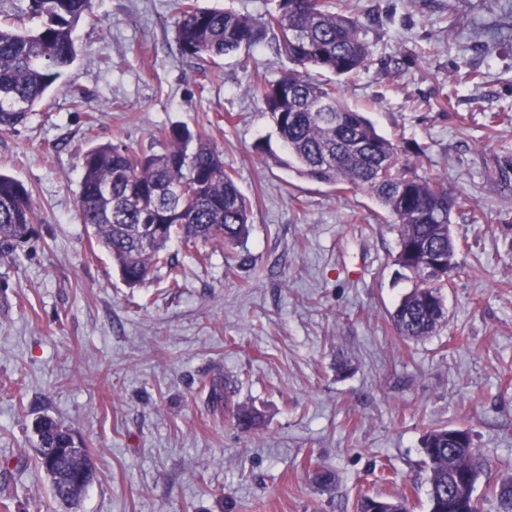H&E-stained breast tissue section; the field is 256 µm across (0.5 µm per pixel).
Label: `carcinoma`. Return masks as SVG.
I'll list each match as a JSON object with an SVG mask.
<instances>
[{
	"label": "carcinoma",
	"mask_w": 512,
	"mask_h": 512,
	"mask_svg": "<svg viewBox=\"0 0 512 512\" xmlns=\"http://www.w3.org/2000/svg\"><path fill=\"white\" fill-rule=\"evenodd\" d=\"M91 0H30L39 19L34 30L0 24V126L13 128L35 111L78 57L73 30L91 13ZM181 56L232 55L268 43L290 67L257 85L261 104L297 165L298 172L337 189L361 190L392 217L398 233L395 264L411 275L413 289L390 314L404 341L435 335L446 315L444 290L456 271L458 244L450 232L455 201L448 182L418 173L404 160L399 141L342 101L334 78L369 70L374 52L365 24L340 0H278L259 18L205 9L192 0L179 7L175 22ZM165 150L136 153L110 142L84 152L77 200L80 223L112 256L123 280L144 282L165 269L173 285L182 275L168 252L173 239L197 248L234 247L248 233L249 207L222 155L208 135L186 126L153 133ZM32 190L0 174V256L32 233ZM213 409H226L231 395L214 378L207 385ZM38 447L67 448L71 429L44 417L35 423ZM456 430L433 427L422 450L429 471V512H460L448 484L479 475L485 460L472 438L459 442ZM55 498L75 505L86 484L70 469L91 467L88 450L39 455ZM496 512H512V478L493 489Z\"/></svg>",
	"instance_id": "obj_1"
}]
</instances>
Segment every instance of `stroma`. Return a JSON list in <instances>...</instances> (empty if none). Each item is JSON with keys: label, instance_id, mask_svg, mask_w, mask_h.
<instances>
[{"label": "stroma", "instance_id": "35a3bbf8", "mask_svg": "<svg viewBox=\"0 0 512 512\" xmlns=\"http://www.w3.org/2000/svg\"><path fill=\"white\" fill-rule=\"evenodd\" d=\"M505 2L344 0L374 50L369 71L341 81L345 102L457 199L447 323L404 341L390 314L413 283L389 217L365 192L300 175L262 109L254 80L278 77L285 57L258 46L185 59L179 0H93L60 87L0 130V172L35 206L33 238L0 257V512H67L36 461L43 415L89 451L76 512H355L362 495L401 493L427 512L434 426L470 430L487 460L475 495L496 512L489 488L512 476ZM468 68L480 84L460 82ZM175 124L222 152L251 204L249 234L230 250L172 241L179 287L162 271L131 286L78 220L82 156L106 142L161 152L152 133ZM215 375L260 412L256 430L210 409ZM324 470L327 487L313 479Z\"/></svg>", "mask_w": 512, "mask_h": 512}]
</instances>
